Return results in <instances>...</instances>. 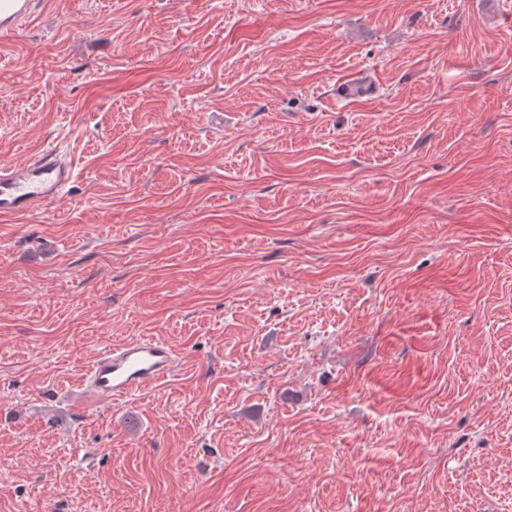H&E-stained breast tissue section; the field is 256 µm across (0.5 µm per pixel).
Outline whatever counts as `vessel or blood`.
<instances>
[{
  "label": "vessel or blood",
  "mask_w": 512,
  "mask_h": 512,
  "mask_svg": "<svg viewBox=\"0 0 512 512\" xmlns=\"http://www.w3.org/2000/svg\"><path fill=\"white\" fill-rule=\"evenodd\" d=\"M34 0H0V32H11L33 11ZM76 179L60 146L52 145L22 163L0 165V216L21 217L65 197ZM175 351L167 343L144 338L104 348L89 366L84 385L97 398L125 399L168 377Z\"/></svg>",
  "instance_id": "1"
}]
</instances>
